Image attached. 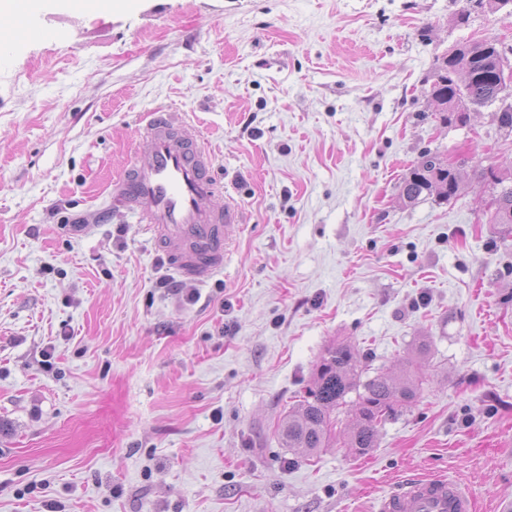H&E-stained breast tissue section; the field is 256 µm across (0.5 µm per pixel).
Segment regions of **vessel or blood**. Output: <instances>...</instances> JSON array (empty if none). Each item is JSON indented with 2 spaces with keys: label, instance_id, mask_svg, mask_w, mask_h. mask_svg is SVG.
Returning <instances> with one entry per match:
<instances>
[{
  "label": "vessel or blood",
  "instance_id": "vessel-or-blood-1",
  "mask_svg": "<svg viewBox=\"0 0 512 512\" xmlns=\"http://www.w3.org/2000/svg\"><path fill=\"white\" fill-rule=\"evenodd\" d=\"M220 193L215 155L199 129L165 108L136 131L107 208L134 215L178 276L199 283L223 268L242 221L236 203H218ZM377 512H475V504L456 480L418 477L382 494Z\"/></svg>",
  "mask_w": 512,
  "mask_h": 512
}]
</instances>
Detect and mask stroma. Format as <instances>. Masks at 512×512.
Returning <instances> with one entry per match:
<instances>
[{
  "mask_svg": "<svg viewBox=\"0 0 512 512\" xmlns=\"http://www.w3.org/2000/svg\"><path fill=\"white\" fill-rule=\"evenodd\" d=\"M0 59V512H374L411 477L512 505V166L498 105L442 125L435 62L512 17L470 0H43ZM196 124L243 213L182 281L103 209L147 114ZM453 199L406 205L425 151ZM195 300H187L188 292ZM415 363L366 456L286 448L324 348ZM427 352H420V344ZM507 182H510V186L504 185ZM495 185H502L497 198V211H494L496 224H512V170L497 176Z\"/></svg>",
  "mask_w": 512,
  "mask_h": 512,
  "instance_id": "obj_1",
  "label": "stroma"
}]
</instances>
